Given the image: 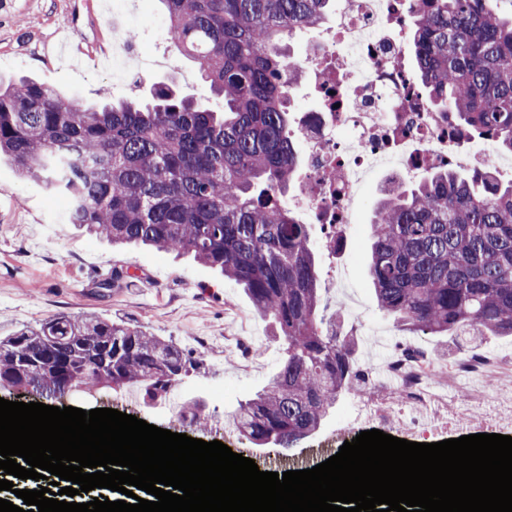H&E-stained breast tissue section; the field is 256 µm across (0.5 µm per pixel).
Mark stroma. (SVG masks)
I'll list each match as a JSON object with an SVG mask.
<instances>
[{"instance_id":"stroma-1","label":"stroma","mask_w":512,"mask_h":512,"mask_svg":"<svg viewBox=\"0 0 512 512\" xmlns=\"http://www.w3.org/2000/svg\"><path fill=\"white\" fill-rule=\"evenodd\" d=\"M134 20L139 33L130 51L128 78L113 81L112 13ZM167 15L159 0H0V79L28 77L54 87L79 107L108 98L140 96L165 82L213 108L220 98L201 81L197 63L178 54L155 28ZM388 179L380 173L367 189L371 205L356 228L358 250L319 252L316 260L321 313L353 341L359 367L385 375L391 356L420 350L434 372L480 361H512V336H425L402 327L381 311L368 275L373 206ZM67 197L49 195L22 178L8 158L0 159V336L11 335L56 315L93 314L141 326L198 359L169 398L138 400L126 407L124 390L68 398L83 410L112 408L174 433L211 440L239 404L262 390L284 358V341L274 336L242 288L224 280L189 255L145 246H115L69 224ZM123 278L109 291L99 283L112 271ZM353 392L345 393L321 427L300 448H337L349 435L339 425ZM198 403L206 428L179 419L181 406Z\"/></svg>"}]
</instances>
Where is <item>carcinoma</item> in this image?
Segmentation results:
<instances>
[{"mask_svg":"<svg viewBox=\"0 0 512 512\" xmlns=\"http://www.w3.org/2000/svg\"><path fill=\"white\" fill-rule=\"evenodd\" d=\"M171 46L195 59L224 110L165 84L151 102L82 109L33 79L0 83V153L70 199L71 223L114 243L187 253L244 289L285 343L280 370L232 416L262 445L292 448L354 387L353 351L319 317L316 250L283 202L301 165L288 124L287 41L320 26L335 0H159ZM414 83L458 131L512 153V15L498 0H417ZM369 275L377 304L424 335L468 327L512 335V182L492 160L437 169L381 190ZM193 361L141 327L54 315L0 338V386L58 400L99 386L166 397ZM67 372L69 390L55 372Z\"/></svg>","mask_w":512,"mask_h":512,"instance_id":"cac0c4a2","label":"carcinoma"}]
</instances>
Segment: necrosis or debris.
<instances>
[{
    "instance_id": "4bbe7bcc",
    "label": "necrosis or debris",
    "mask_w": 512,
    "mask_h": 512,
    "mask_svg": "<svg viewBox=\"0 0 512 512\" xmlns=\"http://www.w3.org/2000/svg\"><path fill=\"white\" fill-rule=\"evenodd\" d=\"M410 21L411 0H336L327 37L298 59L318 102L304 109L297 129L305 167L288 205L309 223L352 228L362 188L378 166L407 181L447 165L479 167L469 137L455 134L452 113L431 108L404 68ZM389 369L392 381L373 377L357 401L362 420L399 431V409L421 399L431 367L406 351ZM478 400L487 411L470 418L472 432L512 436V404L493 394Z\"/></svg>"
}]
</instances>
